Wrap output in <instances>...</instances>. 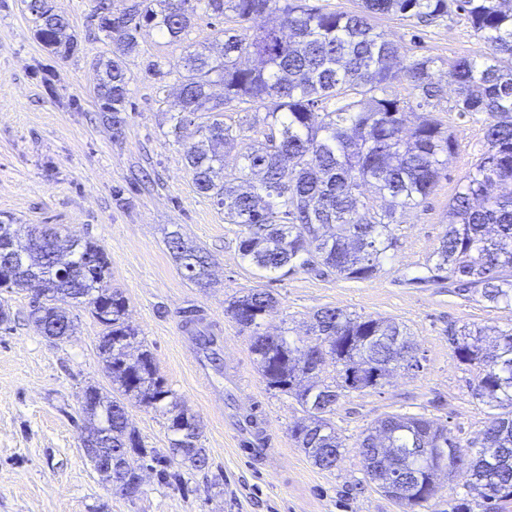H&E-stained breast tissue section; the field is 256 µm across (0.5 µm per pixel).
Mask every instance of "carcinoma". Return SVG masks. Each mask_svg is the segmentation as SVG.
<instances>
[{
    "mask_svg": "<svg viewBox=\"0 0 512 512\" xmlns=\"http://www.w3.org/2000/svg\"><path fill=\"white\" fill-rule=\"evenodd\" d=\"M464 12L484 41L476 59L448 65V83L456 87L453 109L486 115L488 149L473 164L466 183L448 206V229L433 254L425 282H448L460 294L492 303L512 304V191L488 195L495 183L512 184V0H358L353 11H331L306 0H133L112 19L110 0H93L91 17L112 34L120 54L103 63L96 88L100 110L109 113L113 136L127 122L130 76L126 58L139 52L138 34L152 28L170 43L184 40L197 11L222 18L232 13L241 24L225 29L222 54L198 50L182 57L185 74L177 84L181 109L170 117L168 134L180 138L183 127L200 120L201 140L186 148L184 160L197 191L224 208V221L244 227L241 259L279 278L298 271L333 273L344 279L370 280L380 272L387 252L398 246L400 218L426 198L456 148V137L428 116L405 131L404 114L433 105L442 97L434 81L433 60L412 56L396 68L403 46L377 31L373 19L401 14L432 24L451 6ZM27 10L40 21L39 42L56 53H70L77 37L52 12L48 0H29ZM254 56L258 67H244ZM412 89L407 98L389 93L399 80ZM220 83L217 99L210 87ZM264 116L248 127L251 134L224 121V112ZM238 150V169L226 171V152ZM377 198L386 200L376 209ZM166 246L185 277L200 287L210 284L208 251L188 242L176 229ZM0 269L6 289L51 290L32 300L31 317L44 335H72V310L85 308L101 326L99 351L113 390L166 415L173 433L169 454L147 448L129 426L124 403L95 386L85 391L95 403L84 412L97 432V450L112 455L113 484L141 480L150 461L165 479L175 461L195 468L208 464L206 449L191 426L195 416L165 386L153 356L128 349L137 332L127 322V300L110 287L106 250L89 239L62 235L46 227L35 238L0 242ZM277 304L273 293L255 289L232 297L224 313L252 330L250 350L266 387L294 398L304 416L293 422L297 447L322 470L336 466L344 448L331 419L350 393V380L384 386L385 367L422 368L406 330L390 319L354 316L337 308L313 314L311 342L290 343L259 331L260 319ZM186 330L215 370L223 362L216 337L194 310L186 311ZM402 336L400 345L377 342ZM456 359L475 368L473 398L499 409L472 453L471 490L486 502L485 512L512 507V328L489 334L466 326L451 332ZM336 367L332 381L309 380L307 367L320 362ZM447 434L451 449L463 445L448 428L423 418L389 415L366 429L358 452L369 479L377 485L398 466L410 448L428 436ZM407 488L392 498L415 512L438 492L434 469L418 461L405 473Z\"/></svg>",
    "mask_w": 512,
    "mask_h": 512,
    "instance_id": "carcinoma-1",
    "label": "carcinoma"
}]
</instances>
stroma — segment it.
Here are the masks:
<instances>
[{"label":"stroma","instance_id":"1","mask_svg":"<svg viewBox=\"0 0 512 512\" xmlns=\"http://www.w3.org/2000/svg\"><path fill=\"white\" fill-rule=\"evenodd\" d=\"M50 3L78 35L69 55L36 39L23 0H0V222L23 234L62 224L105 248L111 285L127 298L129 320L166 386L194 414L209 462L202 469L179 466L181 480L172 485L142 470L131 500L104 484L81 447L84 387H112L97 348L100 325L79 308L74 335L50 339L31 320L30 292L0 288V307L10 316L8 328L0 327V512H405L366 476L357 449L363 432L379 418L405 414L447 427L462 443L476 440L496 411L472 397L468 383L476 372L456 359L448 330L512 327V305L419 282L448 227L449 203L487 149L484 114L454 111L447 77L449 63L483 47L466 16L453 11L429 26L397 14L375 21L408 55L434 58L444 94L433 115L454 133L457 147L431 193L404 215L399 246L381 272L353 281L305 272L269 277L242 261L241 226L225 223L223 208L198 193L184 143L167 134L178 108L161 88L178 79L181 48L155 31L141 32L139 53L128 60L127 123L113 136L95 94L112 41L92 20L91 0ZM157 61L158 75L149 69ZM175 229L210 253V287L179 270L165 245ZM260 288L278 300L263 319L269 335L296 341L313 314L330 307L393 320L416 344L420 371H398L383 387L339 401L332 419L345 448L332 470L317 468L296 447L289 428L299 405L267 389L249 331L224 313L226 299ZM190 307L221 336L223 372L193 363L184 328ZM125 409L146 446L167 453L172 434L165 416L132 399ZM250 413L263 418L275 463L238 456L237 422Z\"/></svg>","mask_w":512,"mask_h":512}]
</instances>
